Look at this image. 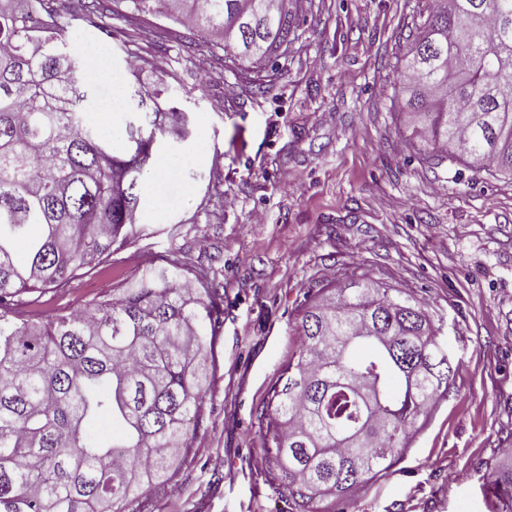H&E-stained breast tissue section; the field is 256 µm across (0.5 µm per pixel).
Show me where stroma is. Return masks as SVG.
Here are the masks:
<instances>
[{"label":"stroma","mask_w":512,"mask_h":512,"mask_svg":"<svg viewBox=\"0 0 512 512\" xmlns=\"http://www.w3.org/2000/svg\"><path fill=\"white\" fill-rule=\"evenodd\" d=\"M414 4L296 0L298 38L260 89L158 15L79 29L84 70H124L130 37L137 54L165 57L138 77L169 84L194 133L160 148L186 162L150 184L136 234L64 288L19 294L16 315L81 308L174 258L187 276L207 270L224 298L192 446L133 512H288L269 477L267 404L301 347L307 300L354 273L421 302L459 368L407 452L329 512H488L482 486L512 447V176L433 165L398 133Z\"/></svg>","instance_id":"1"}]
</instances>
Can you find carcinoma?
Masks as SVG:
<instances>
[{
  "label": "carcinoma",
  "instance_id": "1",
  "mask_svg": "<svg viewBox=\"0 0 512 512\" xmlns=\"http://www.w3.org/2000/svg\"><path fill=\"white\" fill-rule=\"evenodd\" d=\"M108 1L191 21L244 76L298 38L288 0H0V512H129L191 447L206 337L223 323L218 289L184 287L174 260L38 325L12 310L18 293L61 288L110 255L156 150L190 135L188 115L139 84L125 86L132 113L115 139L79 112L70 28L97 25ZM413 21L397 121L431 161L512 175V0H416ZM301 328L264 440L288 506L325 512L404 455L454 369L424 310L362 276L318 289ZM102 420L110 439L93 432ZM484 498L512 512V467Z\"/></svg>",
  "mask_w": 512,
  "mask_h": 512
}]
</instances>
